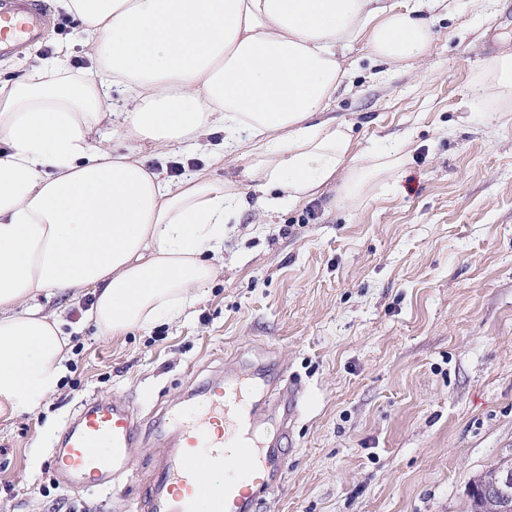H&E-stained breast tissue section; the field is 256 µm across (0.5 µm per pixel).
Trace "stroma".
<instances>
[{"label":"stroma","instance_id":"stroma-1","mask_svg":"<svg viewBox=\"0 0 512 512\" xmlns=\"http://www.w3.org/2000/svg\"><path fill=\"white\" fill-rule=\"evenodd\" d=\"M49 37L13 53L25 73L70 37L57 0ZM428 55L376 76L365 41L346 51L333 115L359 148L402 146L400 170L356 206L325 189L224 231V270L171 323L104 335L90 293L42 299L70 333L56 394L0 420V512H139L169 445L165 421L225 364L285 370L306 396L285 478L257 512H468L470 483L512 459V109L472 104L486 61L512 49V0L424 4ZM92 396L130 404L141 427L110 491L69 492L49 456Z\"/></svg>","mask_w":512,"mask_h":512}]
</instances>
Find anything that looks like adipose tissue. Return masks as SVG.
<instances>
[{
  "label": "adipose tissue",
  "instance_id": "ef3b65f1",
  "mask_svg": "<svg viewBox=\"0 0 512 512\" xmlns=\"http://www.w3.org/2000/svg\"><path fill=\"white\" fill-rule=\"evenodd\" d=\"M91 62L58 45L0 81V417L38 409L70 358L59 314L39 297L91 291L105 334L171 322L220 273L224 226L335 187L344 203L403 163L357 151L325 110L366 39L388 68L427 55L419 0H61ZM473 98L512 102V49L490 60ZM122 138V149L108 137ZM209 167L243 151L239 176L207 169L170 183L146 153L180 146ZM254 193L246 195L243 184Z\"/></svg>",
  "mask_w": 512,
  "mask_h": 512
}]
</instances>
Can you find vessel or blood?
<instances>
[{"instance_id":"b4317fda","label":"vessel or blood","mask_w":512,"mask_h":512,"mask_svg":"<svg viewBox=\"0 0 512 512\" xmlns=\"http://www.w3.org/2000/svg\"><path fill=\"white\" fill-rule=\"evenodd\" d=\"M51 22L40 0H0V54L20 50ZM275 385L283 433L299 417L305 391L295 379L259 369L237 373L226 366L223 385L190 400L173 415L167 458L155 469L144 512H255L288 468L280 445L258 430L263 391ZM139 424L130 409L107 400L86 401L69 424L50 464L66 490L111 489L122 477L137 442ZM213 480L205 484L202 474Z\"/></svg>"}]
</instances>
